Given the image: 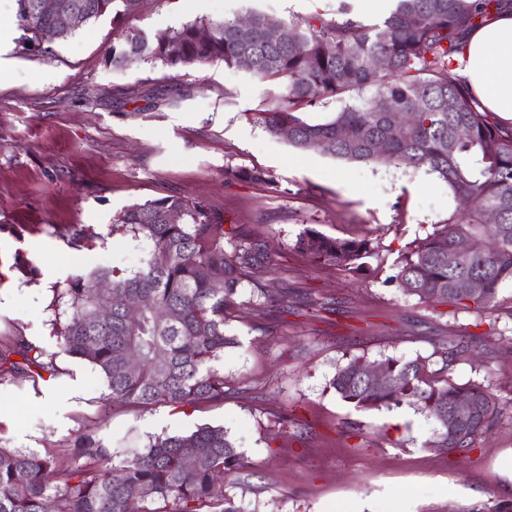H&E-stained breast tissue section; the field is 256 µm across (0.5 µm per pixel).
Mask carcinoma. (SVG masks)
I'll use <instances>...</instances> for the list:
<instances>
[{
	"instance_id": "carcinoma-1",
	"label": "carcinoma",
	"mask_w": 512,
	"mask_h": 512,
	"mask_svg": "<svg viewBox=\"0 0 512 512\" xmlns=\"http://www.w3.org/2000/svg\"><path fill=\"white\" fill-rule=\"evenodd\" d=\"M40 0H16V18L30 47L41 49V35L55 25ZM381 21L367 23L342 4L341 21L320 16L286 23L260 12L231 19L194 21L148 40L127 31L108 51V61L124 66L160 61L170 67L221 60L238 66L246 57L257 77L282 93L262 113L270 134L288 128V142L351 163H388L428 172L448 185L463 210L448 216L423 237L408 243L393 263L389 280L424 304H453L482 315L498 302L503 285L512 284V126H503L478 103L456 72L467 32L491 19L507 0H394ZM86 22L112 15V24L134 10L139 0H71ZM278 25L283 38L272 41L265 29ZM207 31L209 35L201 36ZM383 56L387 68L374 61ZM374 89L372 97L333 116L311 122L302 110L336 96ZM416 113L399 137L390 135L388 114ZM462 129L450 138L448 129ZM237 180L274 183L261 170H235ZM498 215L490 227L486 213ZM112 235L140 236L152 249L132 273L96 267L73 277L62 296L71 316L57 333L58 353L92 365L103 378L112 404L149 409L159 404L194 405L224 399V349L234 344L225 327L230 317L269 316L268 299L241 298L246 281L256 280L268 254L263 244L212 216L201 202L167 196L135 203L113 218ZM489 246L463 262H451L462 241ZM296 248L323 265L354 274L370 271L375 256L366 239L332 238L304 229ZM478 284L470 295L456 292L459 280ZM134 298L140 313L128 318ZM108 316H101L102 311ZM137 368H129L131 359ZM364 356H352L330 381L340 398L359 411L408 405L436 423L434 448L463 451L474 447L494 424L495 399L489 386L448 382V361L438 369L417 357H387L379 362L391 385L371 381ZM26 375H59L55 354L14 338L0 346V381ZM472 404L468 417L448 437V412L456 399ZM249 462L222 427L201 426L177 436H158L144 452L114 461L112 450L93 433L79 435L69 460L32 449L0 445V512H240L224 492L231 473Z\"/></svg>"
}]
</instances>
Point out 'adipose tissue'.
I'll return each mask as SVG.
<instances>
[{
  "label": "adipose tissue",
  "instance_id": "1",
  "mask_svg": "<svg viewBox=\"0 0 512 512\" xmlns=\"http://www.w3.org/2000/svg\"><path fill=\"white\" fill-rule=\"evenodd\" d=\"M460 76L483 111L512 125V8L469 31Z\"/></svg>",
  "mask_w": 512,
  "mask_h": 512
}]
</instances>
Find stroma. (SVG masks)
Wrapping results in <instances>:
<instances>
[{"label": "stroma", "mask_w": 512, "mask_h": 512, "mask_svg": "<svg viewBox=\"0 0 512 512\" xmlns=\"http://www.w3.org/2000/svg\"><path fill=\"white\" fill-rule=\"evenodd\" d=\"M345 1L360 11V0H139L123 27L153 38L249 10L287 22L336 19ZM21 36L15 0H0V59L11 66L0 81V258L19 251L39 269L30 278L0 268V344L24 336L56 353L61 376L0 382V444L66 458L92 431L121 459L155 436L221 425L250 463L247 478L226 485L241 512H497L512 503L500 467L512 451V287L480 316L429 307L388 282L405 245L456 209L444 182L422 168L347 163L271 136L254 114L278 88L246 69L220 60L112 66L111 16L43 52ZM235 169H261L275 182L236 180ZM171 195L203 202L266 243L275 269L243 293L263 290L275 307L267 321L227 326L236 344L221 362L223 400L116 407L91 365L57 354V291L98 266L141 267L150 241L112 235V217ZM308 227L368 238L377 271L313 262L295 246ZM77 229L81 250L67 245ZM460 341L469 352L449 366V382L490 384L496 402L493 430L469 452L429 447L435 424L413 407L359 411L330 386L350 357H424L437 368Z\"/></svg>", "instance_id": "35a3bbf8"}]
</instances>
